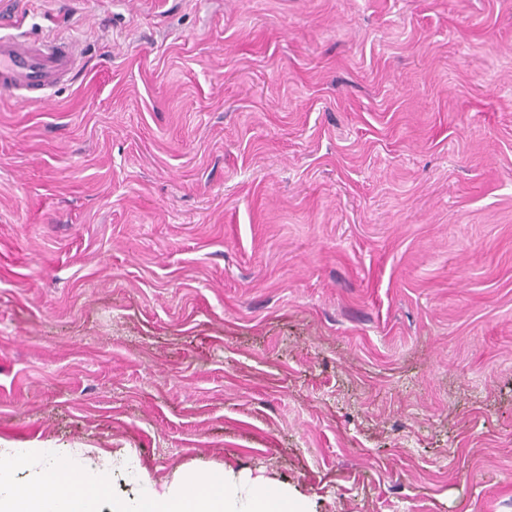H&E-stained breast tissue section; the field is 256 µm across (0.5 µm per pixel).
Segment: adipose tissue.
<instances>
[{
  "label": "adipose tissue",
  "instance_id": "ef3b65f1",
  "mask_svg": "<svg viewBox=\"0 0 512 512\" xmlns=\"http://www.w3.org/2000/svg\"><path fill=\"white\" fill-rule=\"evenodd\" d=\"M135 472L136 496L110 494L111 467ZM29 481L19 484L18 470ZM54 492L43 495L45 483ZM0 512H312L310 500L287 482L235 470L231 465L204 472L174 471L151 480L128 448L52 447L30 442L0 448Z\"/></svg>",
  "mask_w": 512,
  "mask_h": 512
}]
</instances>
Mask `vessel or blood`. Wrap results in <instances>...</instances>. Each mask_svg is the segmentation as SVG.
<instances>
[{"mask_svg":"<svg viewBox=\"0 0 512 512\" xmlns=\"http://www.w3.org/2000/svg\"><path fill=\"white\" fill-rule=\"evenodd\" d=\"M79 58L71 41L30 40L0 32V90L21 100L45 94L77 70Z\"/></svg>","mask_w":512,"mask_h":512,"instance_id":"vessel-or-blood-1","label":"vessel or blood"}]
</instances>
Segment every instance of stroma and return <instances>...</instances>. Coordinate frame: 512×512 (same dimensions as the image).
<instances>
[{
	"label": "stroma",
	"mask_w": 512,
	"mask_h": 512,
	"mask_svg": "<svg viewBox=\"0 0 512 512\" xmlns=\"http://www.w3.org/2000/svg\"><path fill=\"white\" fill-rule=\"evenodd\" d=\"M0 439L313 512H512V0H20ZM2 29L7 28L0 27V89L18 99H44L47 90L66 81L79 67L69 40H30Z\"/></svg>",
	"instance_id": "35a3bbf8"
}]
</instances>
